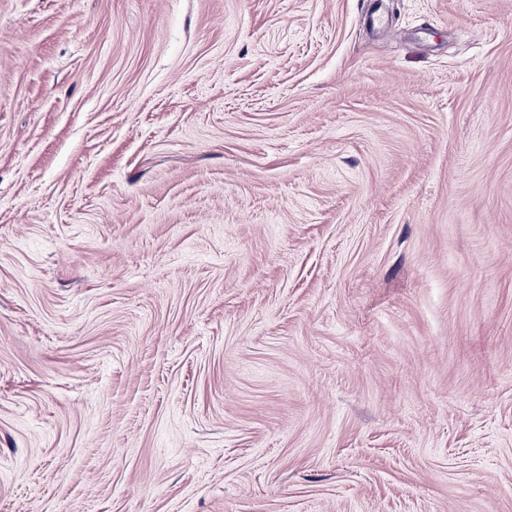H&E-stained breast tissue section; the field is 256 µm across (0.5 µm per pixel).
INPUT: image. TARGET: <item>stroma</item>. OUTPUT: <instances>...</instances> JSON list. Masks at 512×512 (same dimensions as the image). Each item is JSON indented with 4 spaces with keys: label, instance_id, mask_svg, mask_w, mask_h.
I'll list each match as a JSON object with an SVG mask.
<instances>
[{
    "label": "stroma",
    "instance_id": "35a3bbf8",
    "mask_svg": "<svg viewBox=\"0 0 512 512\" xmlns=\"http://www.w3.org/2000/svg\"><path fill=\"white\" fill-rule=\"evenodd\" d=\"M0 0V512H512V0Z\"/></svg>",
    "mask_w": 512,
    "mask_h": 512
}]
</instances>
